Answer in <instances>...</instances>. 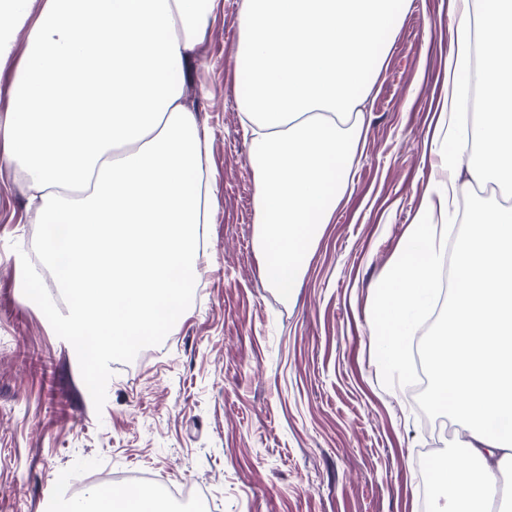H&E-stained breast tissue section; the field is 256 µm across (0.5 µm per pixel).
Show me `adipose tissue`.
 I'll list each match as a JSON object with an SVG mask.
<instances>
[{
	"label": "adipose tissue",
	"instance_id": "ef3b65f1",
	"mask_svg": "<svg viewBox=\"0 0 512 512\" xmlns=\"http://www.w3.org/2000/svg\"><path fill=\"white\" fill-rule=\"evenodd\" d=\"M397 0H243L237 57L251 142L261 277L290 295L312 246L348 187L382 35ZM220 0H0V70L12 33L29 48L0 122L4 160L26 173L27 207L45 229L43 249L70 289L67 324L97 366L134 350L187 311L199 276L198 225L217 205L210 133L175 81ZM432 138L440 173L376 287L373 335L381 364L410 372L408 339L441 283L443 219L470 189L500 198L456 247L447 330L429 346L428 403L462 415L467 452L437 466L431 512H485L512 492L471 476L512 467V0H461ZM479 61L477 116L460 76ZM153 487L94 488L70 512H161Z\"/></svg>",
	"mask_w": 512,
	"mask_h": 512
}]
</instances>
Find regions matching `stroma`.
<instances>
[{"label":"stroma","instance_id":"35a3bbf8","mask_svg":"<svg viewBox=\"0 0 512 512\" xmlns=\"http://www.w3.org/2000/svg\"><path fill=\"white\" fill-rule=\"evenodd\" d=\"M241 4L221 0L179 77L219 188L198 230L203 275L184 319L104 355L94 384L43 228L0 163V512H47L56 481L83 490L105 471L192 483L204 512H429L433 465L465 444L460 417L390 378L371 331L375 287L438 171L449 0H400L350 186L288 298L260 276Z\"/></svg>","mask_w":512,"mask_h":512}]
</instances>
